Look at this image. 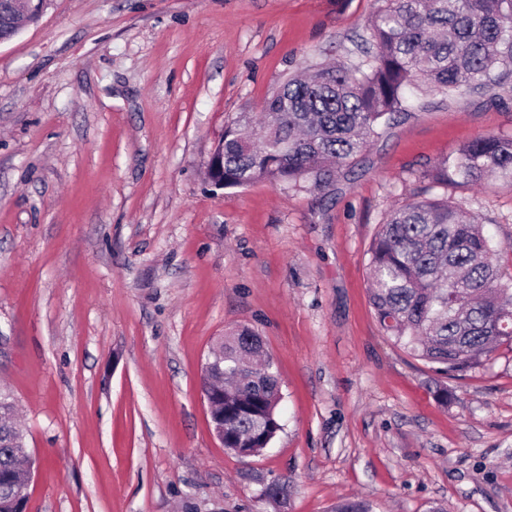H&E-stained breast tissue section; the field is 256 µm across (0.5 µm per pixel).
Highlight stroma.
I'll use <instances>...</instances> for the list:
<instances>
[{"mask_svg": "<svg viewBox=\"0 0 512 512\" xmlns=\"http://www.w3.org/2000/svg\"><path fill=\"white\" fill-rule=\"evenodd\" d=\"M376 0H46L0 44V388L37 462L26 512H512V348L445 378L395 345L368 249L416 174L512 134L492 101L424 94L317 190L216 188L227 124L295 71L359 62ZM512 273V183L449 186ZM262 336L282 428L242 458L201 369ZM281 508L262 505L274 480Z\"/></svg>", "mask_w": 512, "mask_h": 512, "instance_id": "stroma-1", "label": "stroma"}]
</instances>
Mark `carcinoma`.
<instances>
[{"instance_id": "1", "label": "carcinoma", "mask_w": 512, "mask_h": 512, "mask_svg": "<svg viewBox=\"0 0 512 512\" xmlns=\"http://www.w3.org/2000/svg\"><path fill=\"white\" fill-rule=\"evenodd\" d=\"M366 63L319 65L290 76L263 101L267 119L250 138L246 115L224 129V186L265 180L329 187L347 164L408 114L413 93L494 98L512 82V0H380L368 23ZM512 182V135L462 144L420 172L426 190L450 184ZM496 245L479 215L445 197L418 196L391 210L368 250L371 304L395 343L453 376L478 368L512 344V276L491 257ZM224 339V447L265 448L281 429V389L249 328ZM10 393L0 394V512H18L19 483L31 454L13 424Z\"/></svg>"}]
</instances>
